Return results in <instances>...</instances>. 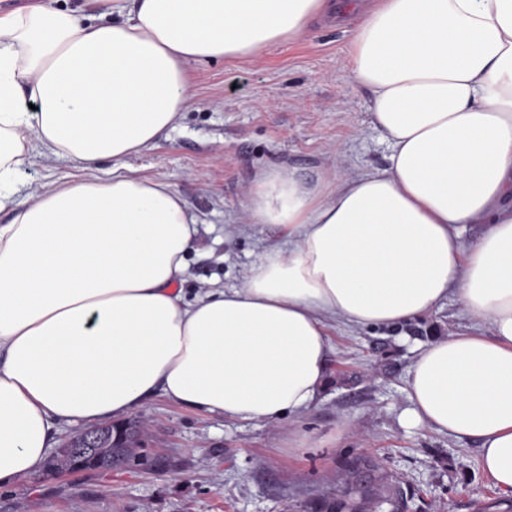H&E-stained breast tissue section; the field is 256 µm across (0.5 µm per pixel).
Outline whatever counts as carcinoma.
<instances>
[{
  "label": "carcinoma",
  "instance_id": "1",
  "mask_svg": "<svg viewBox=\"0 0 512 512\" xmlns=\"http://www.w3.org/2000/svg\"><path fill=\"white\" fill-rule=\"evenodd\" d=\"M117 460L126 468L149 467L153 470L167 468L171 463L160 457H151L136 447L133 437H128L121 447L113 449ZM344 483L336 496L319 500L310 512H401L405 507L401 488L389 482L379 461L368 456H354L344 462ZM389 506L383 510V506Z\"/></svg>",
  "mask_w": 512,
  "mask_h": 512
}]
</instances>
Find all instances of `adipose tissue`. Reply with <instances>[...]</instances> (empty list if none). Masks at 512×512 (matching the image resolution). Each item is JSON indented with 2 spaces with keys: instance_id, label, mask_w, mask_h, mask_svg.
<instances>
[{
  "instance_id": "obj_1",
  "label": "adipose tissue",
  "mask_w": 512,
  "mask_h": 512,
  "mask_svg": "<svg viewBox=\"0 0 512 512\" xmlns=\"http://www.w3.org/2000/svg\"><path fill=\"white\" fill-rule=\"evenodd\" d=\"M95 2L0 15V487L43 470L59 422L159 391L233 420L300 414L330 323L397 328L453 294L490 333L416 349L406 421L477 442L512 496V0ZM330 8L356 15L349 69L388 165L313 185L262 171L246 209L283 242L187 301L198 221L128 161L175 129L190 65L261 56ZM41 156L82 178L17 201Z\"/></svg>"
}]
</instances>
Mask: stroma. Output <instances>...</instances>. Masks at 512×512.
Listing matches in <instances>:
<instances>
[{"instance_id": "obj_1", "label": "stroma", "mask_w": 512, "mask_h": 512, "mask_svg": "<svg viewBox=\"0 0 512 512\" xmlns=\"http://www.w3.org/2000/svg\"><path fill=\"white\" fill-rule=\"evenodd\" d=\"M346 20H325L262 56L190 69V108L179 126L131 158L136 175L170 184L198 219L183 283L187 297L241 286L275 226L249 221L246 202L260 170L285 168L314 183L388 165L370 122L369 94L351 77ZM80 170L40 158L21 176L43 192ZM478 331L456 298L402 332L339 323L324 391L305 412L277 423L230 420L155 395L128 414L162 472H42L0 488V512H308L332 496L347 458L383 464L406 496L405 512H506V498L479 463L478 445L404 421L416 347L452 332ZM308 439L288 452L289 432Z\"/></svg>"}]
</instances>
